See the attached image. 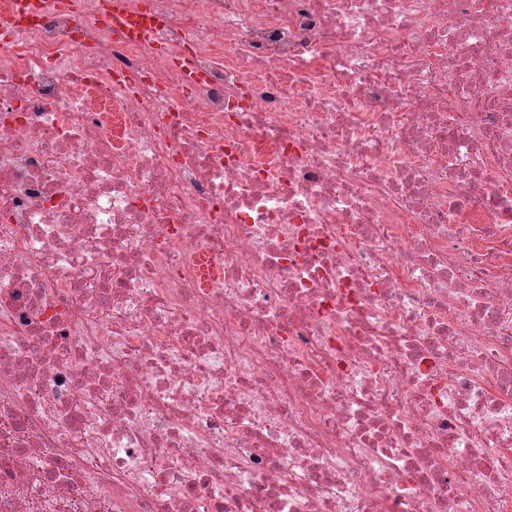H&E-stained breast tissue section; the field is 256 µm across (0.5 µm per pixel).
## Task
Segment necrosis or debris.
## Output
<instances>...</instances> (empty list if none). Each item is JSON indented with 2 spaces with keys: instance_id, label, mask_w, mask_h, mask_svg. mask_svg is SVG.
<instances>
[{
  "instance_id": "1",
  "label": "necrosis or debris",
  "mask_w": 512,
  "mask_h": 512,
  "mask_svg": "<svg viewBox=\"0 0 512 512\" xmlns=\"http://www.w3.org/2000/svg\"><path fill=\"white\" fill-rule=\"evenodd\" d=\"M102 2L0 0V512H512V0Z\"/></svg>"
}]
</instances>
